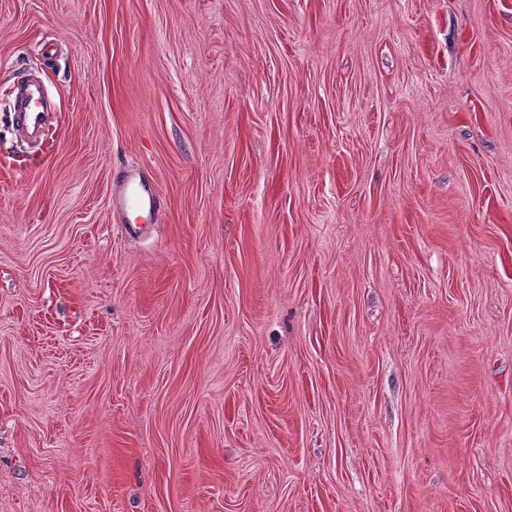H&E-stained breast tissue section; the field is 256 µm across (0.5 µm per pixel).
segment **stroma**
<instances>
[{"mask_svg": "<svg viewBox=\"0 0 512 512\" xmlns=\"http://www.w3.org/2000/svg\"><path fill=\"white\" fill-rule=\"evenodd\" d=\"M0 512H512V0H0ZM42 92L39 86L29 85L24 98L20 101L17 111L22 126L29 131H38L44 122V110L40 104ZM112 206L123 212H135L139 219L150 222L157 208L156 189L141 179L140 171L130 168L122 185L112 193Z\"/></svg>", "mask_w": 512, "mask_h": 512, "instance_id": "35a3bbf8", "label": "stroma"}]
</instances>
